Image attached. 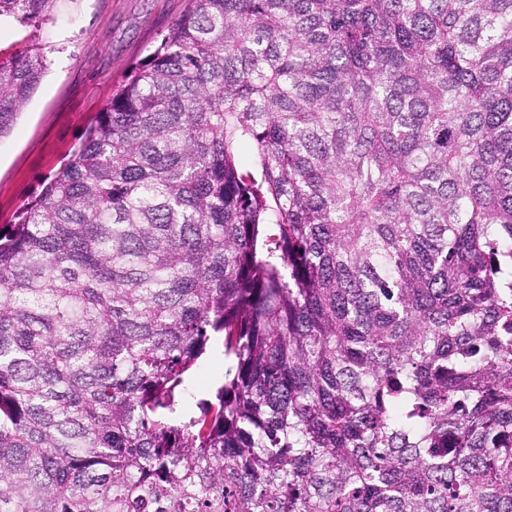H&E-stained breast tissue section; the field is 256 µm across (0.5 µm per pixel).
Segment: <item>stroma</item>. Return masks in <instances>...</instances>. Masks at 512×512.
Masks as SVG:
<instances>
[{
    "label": "stroma",
    "mask_w": 512,
    "mask_h": 512,
    "mask_svg": "<svg viewBox=\"0 0 512 512\" xmlns=\"http://www.w3.org/2000/svg\"><path fill=\"white\" fill-rule=\"evenodd\" d=\"M189 8V0H58L49 21L0 20L1 57L37 48L47 58L12 131L0 138V227L39 195L124 73ZM223 382L224 359L208 351L186 380L183 410L196 411Z\"/></svg>",
    "instance_id": "obj_1"
}]
</instances>
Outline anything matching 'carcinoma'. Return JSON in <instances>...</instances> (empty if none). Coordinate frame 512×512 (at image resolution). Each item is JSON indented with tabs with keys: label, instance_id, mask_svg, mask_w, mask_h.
I'll use <instances>...</instances> for the list:
<instances>
[{
	"label": "carcinoma",
	"instance_id": "1",
	"mask_svg": "<svg viewBox=\"0 0 512 512\" xmlns=\"http://www.w3.org/2000/svg\"><path fill=\"white\" fill-rule=\"evenodd\" d=\"M0 512H512V0H191L0 229ZM215 342L208 353L202 358L199 367L186 380V399L182 409L189 412H198V403L209 399L217 387L224 383V358L216 354Z\"/></svg>",
	"mask_w": 512,
	"mask_h": 512
}]
</instances>
